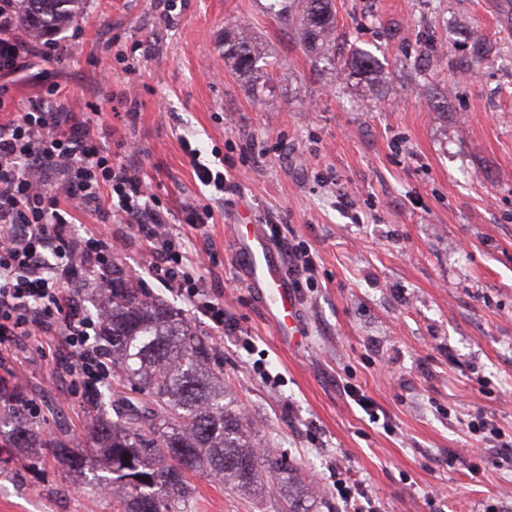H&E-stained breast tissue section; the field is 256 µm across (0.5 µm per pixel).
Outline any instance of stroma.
Instances as JSON below:
<instances>
[{
	"label": "stroma",
	"mask_w": 512,
	"mask_h": 512,
	"mask_svg": "<svg viewBox=\"0 0 512 512\" xmlns=\"http://www.w3.org/2000/svg\"><path fill=\"white\" fill-rule=\"evenodd\" d=\"M265 2L182 0L168 18L158 0H88L85 21L55 36L60 58L0 85L18 114L56 85L67 111L97 106L109 151L135 142L128 164L191 248L214 252L206 290L242 336L187 320L260 439L322 491L319 512H343L340 479L380 512H512V456L469 428L481 418L512 435V0H334L338 42L379 59L375 83L332 78ZM228 20L278 59L275 97L225 69ZM471 33L490 50L473 74ZM187 142L211 168L231 161L232 193L212 199ZM206 203L210 223L186 224ZM269 216L318 263L317 288L290 292L304 333L285 342L233 249L234 225ZM73 228L105 231L142 288L182 307L121 217L87 211ZM56 359L27 350L0 365V380L38 407L42 438L91 446L87 399L54 376ZM338 460L346 471H333ZM109 475L103 458L71 476L46 449L0 437V512H112L121 488L97 484ZM189 481L194 512L281 507L204 472Z\"/></svg>",
	"instance_id": "obj_1"
}]
</instances>
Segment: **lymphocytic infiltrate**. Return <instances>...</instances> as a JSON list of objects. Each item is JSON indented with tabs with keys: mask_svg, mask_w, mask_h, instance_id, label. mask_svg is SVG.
<instances>
[{
	"mask_svg": "<svg viewBox=\"0 0 512 512\" xmlns=\"http://www.w3.org/2000/svg\"><path fill=\"white\" fill-rule=\"evenodd\" d=\"M10 5L11 0H0V71L15 72L31 56L62 53L57 43L41 49L6 41L13 28ZM91 123L89 113L50 109L45 99L0 122V357L32 344L65 349L69 357L55 371L88 396L111 382L112 367L92 338L100 321L85 311V296L72 283L89 272L107 283L112 248L103 233H75L69 221L74 213L115 207L143 240L152 277L175 289L217 332L237 331L224 319L223 302L204 291V257L189 253L169 224L167 209L136 169L113 161L91 133ZM56 175L62 189L52 194L45 183ZM267 228L286 256L291 286L316 287L317 259L310 247L286 238L278 224Z\"/></svg>",
	"mask_w": 512,
	"mask_h": 512,
	"instance_id": "1",
	"label": "lymphocytic infiltrate"
}]
</instances>
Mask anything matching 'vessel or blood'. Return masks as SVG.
I'll list each match as a JSON object with an SVG mask.
<instances>
[{
    "label": "vessel or blood",
    "mask_w": 512,
    "mask_h": 512,
    "mask_svg": "<svg viewBox=\"0 0 512 512\" xmlns=\"http://www.w3.org/2000/svg\"><path fill=\"white\" fill-rule=\"evenodd\" d=\"M234 251L238 261L246 268L252 287L265 293L274 312L277 335L294 336L300 328L295 303L288 293V284L282 273L277 250L255 231L236 235Z\"/></svg>",
    "instance_id": "obj_1"
}]
</instances>
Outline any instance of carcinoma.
<instances>
[{"label":"carcinoma","instance_id":"carcinoma-1","mask_svg":"<svg viewBox=\"0 0 512 512\" xmlns=\"http://www.w3.org/2000/svg\"><path fill=\"white\" fill-rule=\"evenodd\" d=\"M14 28L50 37L86 17L85 0H15ZM267 14L290 30L306 51L333 64L335 76L352 70L371 81L382 77L371 53L354 49L336 62L333 0H267ZM467 68L478 70L486 57L484 41L470 35ZM224 67L248 79H264L274 92V67L267 46L236 24L224 27ZM106 351L117 378L135 394H100L112 412H93L96 452L126 492L115 512H191L190 472L208 471L224 487L255 496H279L288 512H315V487L299 478L296 461L253 443L254 424L224 389L223 372L212 347L182 313L136 285L135 277L112 264V285L100 302ZM32 417L21 403L0 412V434L17 448L37 440ZM53 458L83 474L82 448L49 441Z\"/></svg>","mask_w":512,"mask_h":512}]
</instances>
